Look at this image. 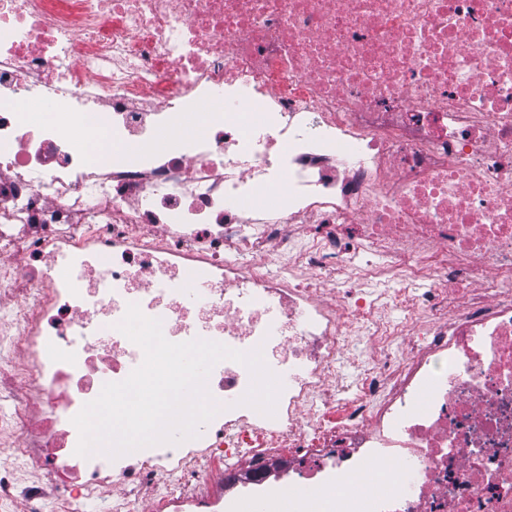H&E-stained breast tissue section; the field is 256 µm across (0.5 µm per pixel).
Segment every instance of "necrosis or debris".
<instances>
[{
    "instance_id": "obj_1",
    "label": "necrosis or debris",
    "mask_w": 512,
    "mask_h": 512,
    "mask_svg": "<svg viewBox=\"0 0 512 512\" xmlns=\"http://www.w3.org/2000/svg\"><path fill=\"white\" fill-rule=\"evenodd\" d=\"M11 259L0 512H512V0H0ZM131 303L261 349L274 416L223 360L197 438L77 455Z\"/></svg>"
}]
</instances>
